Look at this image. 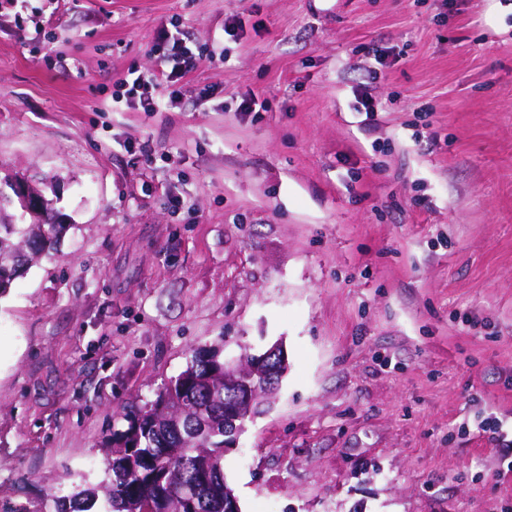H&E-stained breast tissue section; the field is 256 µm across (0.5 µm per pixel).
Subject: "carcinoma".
Instances as JSON below:
<instances>
[{"mask_svg":"<svg viewBox=\"0 0 512 512\" xmlns=\"http://www.w3.org/2000/svg\"><path fill=\"white\" fill-rule=\"evenodd\" d=\"M0 193V295L17 273L56 249L69 225L52 202L17 224ZM224 345L189 350L185 369L155 400L129 409L106 445L104 477L56 495L48 512H239L224 476Z\"/></svg>","mask_w":512,"mask_h":512,"instance_id":"1","label":"carcinoma"}]
</instances>
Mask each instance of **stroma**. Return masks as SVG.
I'll return each instance as SVG.
<instances>
[{"label":"stroma","instance_id":"35a3bbf8","mask_svg":"<svg viewBox=\"0 0 512 512\" xmlns=\"http://www.w3.org/2000/svg\"><path fill=\"white\" fill-rule=\"evenodd\" d=\"M167 28L180 101L114 103ZM18 177L70 229L0 296V501L101 479L191 347L280 342L241 512H512V0H0Z\"/></svg>","mask_w":512,"mask_h":512}]
</instances>
